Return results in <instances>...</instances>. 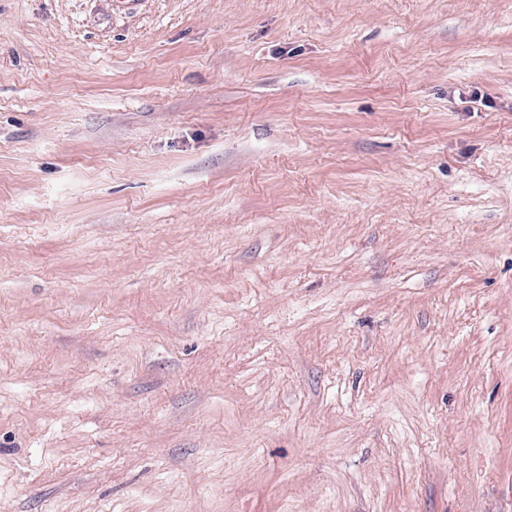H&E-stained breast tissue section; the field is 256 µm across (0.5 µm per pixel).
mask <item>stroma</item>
Here are the masks:
<instances>
[{"instance_id":"1","label":"stroma","mask_w":512,"mask_h":512,"mask_svg":"<svg viewBox=\"0 0 512 512\" xmlns=\"http://www.w3.org/2000/svg\"><path fill=\"white\" fill-rule=\"evenodd\" d=\"M0 512H512V0H0Z\"/></svg>"}]
</instances>
